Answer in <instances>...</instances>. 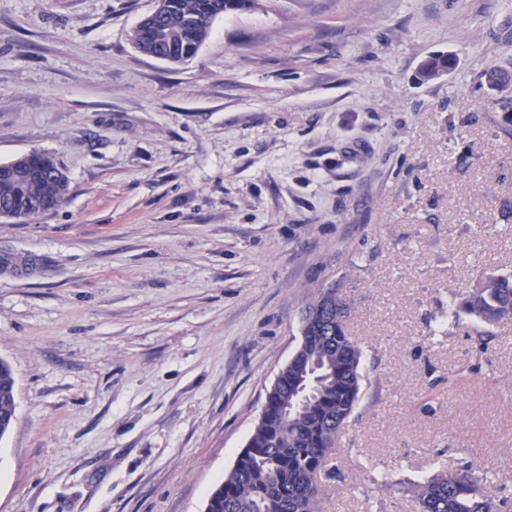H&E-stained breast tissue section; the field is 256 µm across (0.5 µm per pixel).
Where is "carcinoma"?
<instances>
[{"label":"carcinoma","instance_id":"carcinoma-1","mask_svg":"<svg viewBox=\"0 0 512 512\" xmlns=\"http://www.w3.org/2000/svg\"><path fill=\"white\" fill-rule=\"evenodd\" d=\"M256 0H168L157 22L140 23L133 42L142 50L170 55L179 65L206 41L216 11L251 8ZM59 164L33 151L0 169V208L30 218L65 202L69 180L54 175ZM459 311L483 324L512 319V277L488 275L465 297ZM349 306L335 288H323L306 304L301 323L308 342L266 399L248 440L242 466L229 471L209 494L207 512H321L318 476L336 453L342 429L360 393L364 351L346 330ZM15 378L0 359V439L10 431ZM372 484H401L389 470ZM419 512H496L493 481L474 464L441 470L413 484Z\"/></svg>","mask_w":512,"mask_h":512}]
</instances>
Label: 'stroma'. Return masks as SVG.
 <instances>
[{
  "instance_id": "1",
  "label": "stroma",
  "mask_w": 512,
  "mask_h": 512,
  "mask_svg": "<svg viewBox=\"0 0 512 512\" xmlns=\"http://www.w3.org/2000/svg\"><path fill=\"white\" fill-rule=\"evenodd\" d=\"M156 5L0 0V163L70 180L0 220L37 262L0 272V512H203L330 286L364 360L323 512L468 461L512 494V319L454 314L512 275V0H259L178 66L131 40ZM15 388V378L10 365L0 359V440L8 434L13 424L10 423L11 398ZM16 392L12 398V407L16 414Z\"/></svg>"
}]
</instances>
